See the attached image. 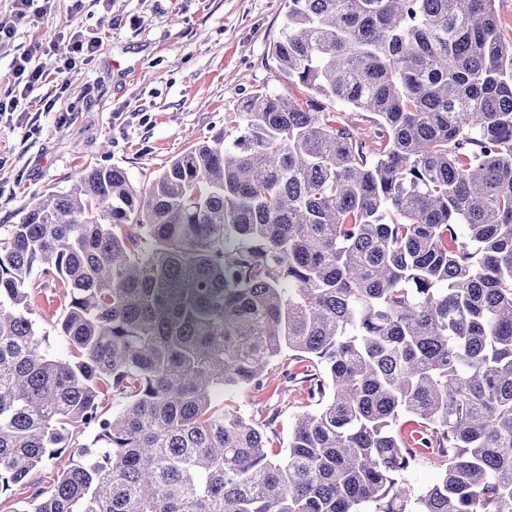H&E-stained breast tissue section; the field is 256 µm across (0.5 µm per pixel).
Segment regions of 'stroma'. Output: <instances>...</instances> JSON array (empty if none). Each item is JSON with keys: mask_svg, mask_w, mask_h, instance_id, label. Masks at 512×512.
<instances>
[{"mask_svg": "<svg viewBox=\"0 0 512 512\" xmlns=\"http://www.w3.org/2000/svg\"><path fill=\"white\" fill-rule=\"evenodd\" d=\"M288 0H48L35 23L0 0V97L18 98L0 115V224H15L32 199L67 189L89 165L125 169L149 184L162 166L229 125L241 101L264 89L287 94L271 58ZM102 41L96 56L61 75L68 32ZM46 81L19 98L3 76L33 44ZM67 122H59L60 114ZM297 362L273 363L262 388L231 391L218 404L261 425L285 447L293 417L311 409Z\"/></svg>", "mask_w": 512, "mask_h": 512, "instance_id": "1", "label": "stroma"}]
</instances>
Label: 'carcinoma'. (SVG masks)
Here are the masks:
<instances>
[{
  "label": "carcinoma",
  "instance_id": "cac0c4a2",
  "mask_svg": "<svg viewBox=\"0 0 512 512\" xmlns=\"http://www.w3.org/2000/svg\"><path fill=\"white\" fill-rule=\"evenodd\" d=\"M271 56L304 97L256 91L148 186L89 166L0 225V495L66 461L12 512H512L495 0H288ZM285 358L314 409L276 451L214 401ZM431 459V457L421 458L408 473V483L414 490L420 491L435 480L438 468Z\"/></svg>",
  "mask_w": 512,
  "mask_h": 512
}]
</instances>
